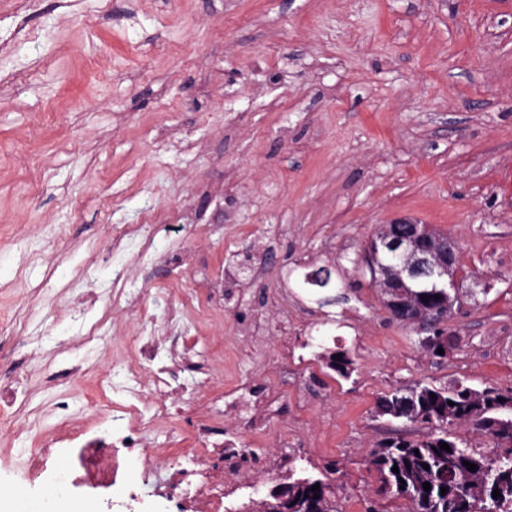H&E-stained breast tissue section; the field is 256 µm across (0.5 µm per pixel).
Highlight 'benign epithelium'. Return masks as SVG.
<instances>
[{"label":"benign epithelium","instance_id":"benign-epithelium-1","mask_svg":"<svg viewBox=\"0 0 512 512\" xmlns=\"http://www.w3.org/2000/svg\"><path fill=\"white\" fill-rule=\"evenodd\" d=\"M366 261L392 317L427 334L420 343L428 350H448L444 325L459 302L458 285L463 280L457 240L429 224L398 219L381 225L371 237ZM424 288L443 297V304L422 300ZM253 512H293L288 507V485L271 489L269 498L254 503Z\"/></svg>","mask_w":512,"mask_h":512}]
</instances>
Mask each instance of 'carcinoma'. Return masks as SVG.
I'll return each instance as SVG.
<instances>
[{"mask_svg":"<svg viewBox=\"0 0 512 512\" xmlns=\"http://www.w3.org/2000/svg\"><path fill=\"white\" fill-rule=\"evenodd\" d=\"M470 391L471 387L461 380L449 388L418 384L395 389L378 401L383 412L406 402L410 413L403 415L404 420L430 425V432L420 439L387 440L371 453L370 465L384 486L411 502L414 512H512V426L504 423L501 429H494L495 420L505 418V414L472 405ZM463 422L473 423L503 452L471 448L449 436L448 427ZM441 442L451 451L440 449ZM466 461L475 464L476 471L468 470ZM425 464L429 469L423 468ZM395 465L396 473L392 471ZM491 467L497 469L498 476L493 487L485 485V471ZM425 482L431 490H424ZM315 484L320 490L313 492L311 486ZM443 487L447 492L442 495ZM495 488L500 493L497 498L493 497ZM329 493L330 486L318 478L307 474L288 477V507L301 505L296 512H304L302 505L314 495L323 502L325 512H332Z\"/></svg>","mask_w":512,"mask_h":512,"instance_id":"obj_1","label":"carcinoma"}]
</instances>
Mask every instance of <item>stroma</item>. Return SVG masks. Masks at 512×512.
I'll return each instance as SVG.
<instances>
[{
    "label": "stroma",
    "mask_w": 512,
    "mask_h": 512,
    "mask_svg": "<svg viewBox=\"0 0 512 512\" xmlns=\"http://www.w3.org/2000/svg\"><path fill=\"white\" fill-rule=\"evenodd\" d=\"M400 217L456 238L487 284L463 281L444 359L366 263ZM116 224L142 225L135 246L111 251ZM181 308L210 364L196 400L240 451L230 512L295 470L335 512H409L369 454L429 427L379 398L512 389V0H0V338H22L26 402L24 432L0 429V488L48 448L63 512H110L56 407L111 403L123 341ZM68 361L88 379L44 383Z\"/></svg>",
    "instance_id": "obj_1"
}]
</instances>
